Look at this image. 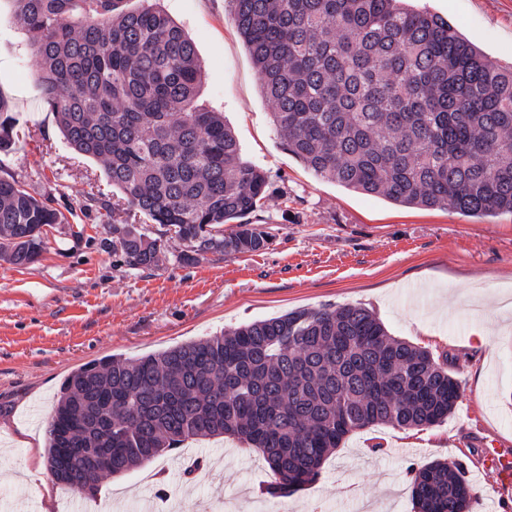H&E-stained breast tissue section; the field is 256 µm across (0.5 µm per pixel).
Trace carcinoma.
<instances>
[{"instance_id":"carcinoma-1","label":"carcinoma","mask_w":512,"mask_h":512,"mask_svg":"<svg viewBox=\"0 0 512 512\" xmlns=\"http://www.w3.org/2000/svg\"><path fill=\"white\" fill-rule=\"evenodd\" d=\"M41 59L43 100L67 144L102 162L112 209L160 226L112 225V251L151 269L163 238L180 261L258 252L259 224L224 225L265 197L224 116L195 104L194 42L162 11L123 0H13ZM288 153L315 175L395 204L512 215V65L493 63L447 18L402 0H229ZM48 199L0 177V261L34 264ZM460 398L448 358L388 333L368 309L326 305L245 324L136 359L107 356L63 381L47 429L49 470L97 495L190 439L231 436L257 449L286 499L314 482L352 431L443 423ZM416 512H468L459 462L410 466Z\"/></svg>"}]
</instances>
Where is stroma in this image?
Returning <instances> with one entry per match:
<instances>
[{
    "label": "stroma",
    "instance_id": "35a3bbf8",
    "mask_svg": "<svg viewBox=\"0 0 512 512\" xmlns=\"http://www.w3.org/2000/svg\"><path fill=\"white\" fill-rule=\"evenodd\" d=\"M449 18L491 60L512 64V0H411ZM191 37L204 69L198 104L223 112L243 160L270 188L248 224L269 227L265 250L131 270L112 252L111 200L101 163L72 150L39 87L41 61L0 0V98L18 137L0 176L50 199L67 218L47 227L32 266L0 264V512H266L269 478L257 450L229 437L190 440L146 465L103 478L97 497H67L45 458L62 381L92 360L138 358L257 320L325 305H360L395 337L447 355L461 397L442 424L351 432L290 512H414L409 465L456 457L475 494L469 512H512V489L479 469L483 449L512 453V215L466 217L402 207L317 177L283 146L227 0H159ZM200 460L194 473L188 461Z\"/></svg>",
    "mask_w": 512,
    "mask_h": 512
}]
</instances>
